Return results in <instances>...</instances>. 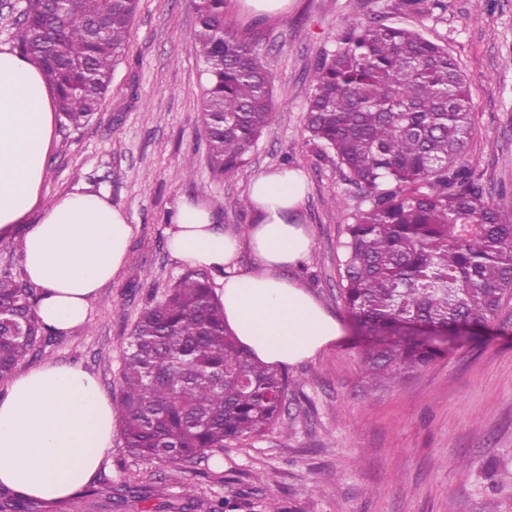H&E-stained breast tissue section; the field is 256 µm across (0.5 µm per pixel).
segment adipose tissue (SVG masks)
Instances as JSON below:
<instances>
[{
    "label": "adipose tissue",
    "mask_w": 512,
    "mask_h": 512,
    "mask_svg": "<svg viewBox=\"0 0 512 512\" xmlns=\"http://www.w3.org/2000/svg\"><path fill=\"white\" fill-rule=\"evenodd\" d=\"M52 91L34 62L0 48V239L20 238L36 314L49 332L70 335L90 303L128 263L133 227L108 195L89 186L41 195L54 132ZM301 170L259 174L249 203L258 220L245 236L215 224L207 205L181 201L169 217L173 257L220 273L224 321L255 358L281 367L312 359L341 334L336 318L301 282L286 277L311 252L299 212ZM253 270L229 273L241 247ZM115 413L94 375L47 362L11 378L0 398V488L48 503L91 483L112 446Z\"/></svg>",
    "instance_id": "adipose-tissue-1"
}]
</instances>
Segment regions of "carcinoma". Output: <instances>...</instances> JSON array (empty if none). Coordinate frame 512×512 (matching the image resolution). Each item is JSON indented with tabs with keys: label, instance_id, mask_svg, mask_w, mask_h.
Here are the masks:
<instances>
[{
	"label": "carcinoma",
	"instance_id": "carcinoma-1",
	"mask_svg": "<svg viewBox=\"0 0 512 512\" xmlns=\"http://www.w3.org/2000/svg\"><path fill=\"white\" fill-rule=\"evenodd\" d=\"M139 0H28L14 47L38 62L60 123L98 110L125 54ZM225 0H195L201 121L211 170L234 173L276 120L273 78L259 40L229 31ZM304 132L365 190L343 242L341 297L364 332L361 353L389 387L447 356L448 344L410 334L488 329L512 296V212L493 204L468 159L476 135L456 59L419 31L354 23L310 77ZM33 290L0 277V382L41 342ZM288 375L252 358L224 323L208 280L190 271L139 316L128 337L117 419L138 457L178 466L262 437L288 411ZM203 507L190 490L171 512Z\"/></svg>",
	"mask_w": 512,
	"mask_h": 512
}]
</instances>
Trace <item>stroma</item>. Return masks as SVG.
<instances>
[{"label": "stroma", "instance_id": "stroma-1", "mask_svg": "<svg viewBox=\"0 0 512 512\" xmlns=\"http://www.w3.org/2000/svg\"><path fill=\"white\" fill-rule=\"evenodd\" d=\"M432 15L404 0H292L286 15L251 12L226 0L232 31L259 38L274 77L276 123L249 162L215 178L201 123L194 0H140L132 37L105 100L82 127H56L45 197L84 182L108 192L134 227L129 262L101 288L86 327L52 336L20 363L77 365L117 398L126 340L144 308L189 269L166 245L168 217L180 199L208 205L225 231L244 235L256 221L248 202L254 177L291 164L308 194L300 211L312 231L309 258L290 269L338 319L341 335L314 358L289 367L284 425L233 441L174 467L132 455L120 432L97 478L62 503L31 512H146L193 487L203 503L231 500L234 512H512V300L491 329L450 341L446 358L379 386L363 371L367 343L339 294L341 244L363 193L335 161L318 156L304 134L310 72L336 48L351 22L376 19L421 31L447 46L464 72L476 135L470 155L498 207L512 211V0H442ZM193 177H176L185 157ZM146 488L149 502L117 504L103 494L122 483Z\"/></svg>", "mask_w": 512, "mask_h": 512}]
</instances>
